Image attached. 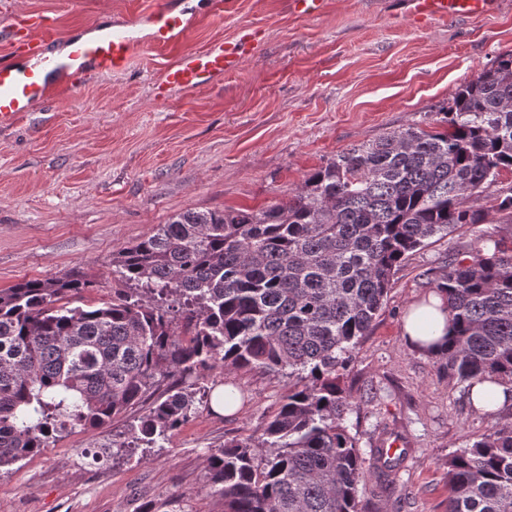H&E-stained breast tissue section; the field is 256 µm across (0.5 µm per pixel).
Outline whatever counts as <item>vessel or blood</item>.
<instances>
[{"instance_id": "vessel-or-blood-1", "label": "vessel or blood", "mask_w": 512, "mask_h": 512, "mask_svg": "<svg viewBox=\"0 0 512 512\" xmlns=\"http://www.w3.org/2000/svg\"><path fill=\"white\" fill-rule=\"evenodd\" d=\"M493 0H410L418 19L476 16L487 12ZM149 39L159 48L172 47L190 25L184 13L161 0L148 19ZM260 30L244 27L229 39L199 51L181 52L160 77L161 93L173 95L203 88L211 80L237 70L262 39ZM59 36L41 16H28L22 23L0 29V43L8 48L0 55V120L16 119L39 101L51 99L91 81L104 72L127 71L138 43L121 24L115 23L96 37L70 36L66 57L47 56L49 45Z\"/></svg>"}]
</instances>
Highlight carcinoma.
<instances>
[{
    "label": "carcinoma",
    "instance_id": "carcinoma-1",
    "mask_svg": "<svg viewBox=\"0 0 512 512\" xmlns=\"http://www.w3.org/2000/svg\"><path fill=\"white\" fill-rule=\"evenodd\" d=\"M443 123L342 152L286 203L172 217L112 259L123 288L100 306H71L91 287L78 274L0 290V469L162 388L120 444L151 448L189 419L186 379L229 365L286 371L297 383L261 441L207 457L210 489L224 512H358L359 485L373 469L396 475L408 449L383 461L371 448L366 465L340 378L408 255L484 223L470 201L512 173V52L457 90ZM492 209L512 216L511 186ZM436 289L448 376L469 388L495 378L512 395V246L479 234ZM487 416L488 433L448 455L446 512H512V412Z\"/></svg>",
    "mask_w": 512,
    "mask_h": 512
}]
</instances>
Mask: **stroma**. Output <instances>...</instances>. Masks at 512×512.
Returning a JSON list of instances; mask_svg holds the SVG:
<instances>
[{"mask_svg":"<svg viewBox=\"0 0 512 512\" xmlns=\"http://www.w3.org/2000/svg\"><path fill=\"white\" fill-rule=\"evenodd\" d=\"M200 12L178 49L142 46L120 75H100L49 105L0 126V290L78 273L93 286L79 306L111 301L112 259L175 214L247 208L290 198L310 173L380 135L435 128L458 88L512 51V0L488 15L420 21L391 0H326L321 16L288 0H175ZM159 0H0V28L17 10L50 16L60 36L127 20L144 35ZM245 24L263 40L222 83L162 97L163 69L178 50H200ZM475 232H454L414 253L395 274L386 304L341 381L359 403L348 415L362 449L400 436L409 456L380 496L359 488L365 512H445L450 453L490 426L438 357L405 339L412 305L431 296L428 270L466 258ZM245 394L224 415L196 400L188 421L160 447L121 442L140 404L96 429L61 434L40 454L0 472V512H222L205 485L212 450L233 437L259 439L291 384L287 374L217 368L203 383Z\"/></svg>","mask_w":512,"mask_h":512,"instance_id":"35a3bbf8","label":"stroma"}]
</instances>
